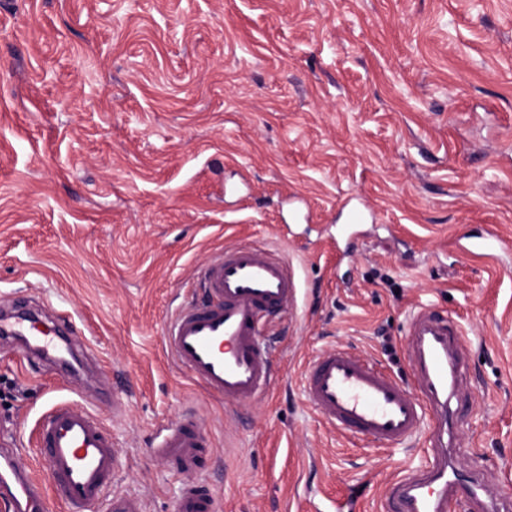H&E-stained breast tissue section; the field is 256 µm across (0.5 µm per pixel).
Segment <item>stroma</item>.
<instances>
[{
	"instance_id": "stroma-1",
	"label": "stroma",
	"mask_w": 512,
	"mask_h": 512,
	"mask_svg": "<svg viewBox=\"0 0 512 512\" xmlns=\"http://www.w3.org/2000/svg\"><path fill=\"white\" fill-rule=\"evenodd\" d=\"M348 196L371 215L339 243ZM488 229L492 265L461 248ZM246 243L287 258L298 295L263 319L272 388L228 405L162 329ZM18 301L68 312L99 379L0 340V440L36 475L66 402L111 435L112 490L174 512L185 476L152 449L195 414L217 512H386L423 441L330 428L301 376L338 346L412 384L425 305L463 331L459 434L512 505V0H0V302Z\"/></svg>"
}]
</instances>
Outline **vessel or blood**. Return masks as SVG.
I'll return each mask as SVG.
<instances>
[{"instance_id": "vessel-or-blood-1", "label": "vessel or blood", "mask_w": 512, "mask_h": 512, "mask_svg": "<svg viewBox=\"0 0 512 512\" xmlns=\"http://www.w3.org/2000/svg\"><path fill=\"white\" fill-rule=\"evenodd\" d=\"M199 282L203 303L180 309L165 324L169 355L225 403L263 398L273 375L260 323L266 313L289 308L297 299L288 262L267 247L236 246L208 265ZM71 325L64 312L48 322L30 313L0 310V329L21 331L49 359L56 358L57 338ZM407 336L406 357L415 371L416 390H407L375 363L333 347L306 366L302 387L308 406L327 425L383 446L428 435L431 453L407 467L391 488L396 512H452L462 503L472 512H498L496 498L481 499L479 479L461 481L455 457L456 403L466 369L459 325L422 307L410 315ZM41 433L56 493L72 512H84L100 501L106 512H145L139 497L108 494L116 450L97 417L59 403L43 417ZM203 446L201 424L187 416L163 430L154 453L186 471ZM0 500L10 512L43 510L39 479L8 448H0ZM174 512H215V505L203 485L190 481L183 484Z\"/></svg>"}]
</instances>
